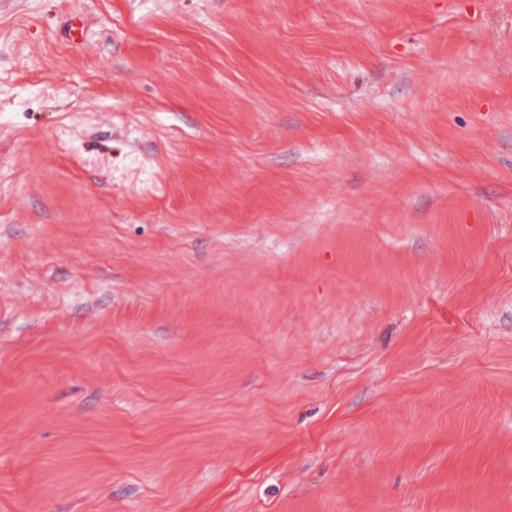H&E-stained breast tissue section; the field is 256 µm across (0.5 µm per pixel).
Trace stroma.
Wrapping results in <instances>:
<instances>
[{"mask_svg": "<svg viewBox=\"0 0 512 512\" xmlns=\"http://www.w3.org/2000/svg\"><path fill=\"white\" fill-rule=\"evenodd\" d=\"M0 512H512V0H0Z\"/></svg>", "mask_w": 512, "mask_h": 512, "instance_id": "35a3bbf8", "label": "stroma"}]
</instances>
